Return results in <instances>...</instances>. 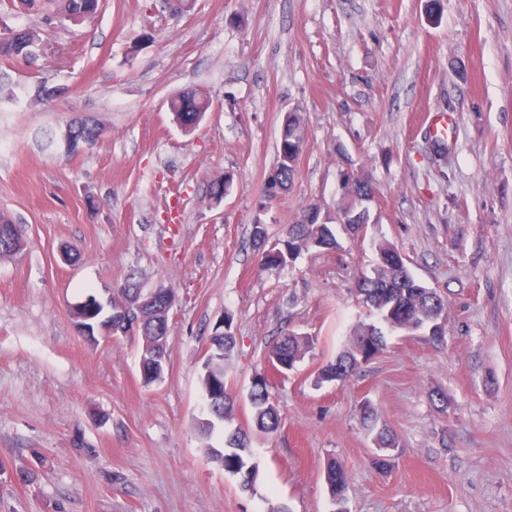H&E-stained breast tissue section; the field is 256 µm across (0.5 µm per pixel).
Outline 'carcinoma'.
<instances>
[{
    "mask_svg": "<svg viewBox=\"0 0 512 512\" xmlns=\"http://www.w3.org/2000/svg\"><path fill=\"white\" fill-rule=\"evenodd\" d=\"M56 14L63 20L80 21L94 16L98 10L97 0H52ZM5 36L8 49L0 52V57H14L29 60L41 49L43 39L40 31L29 27L14 30L10 27L0 29ZM210 108L209 99L195 88H189L173 95L169 101V112L173 120L182 129H188L191 121ZM288 136L281 137L277 148V163L267 176V188L273 193L267 196V203L280 198L292 186L297 171L285 163V156H293L304 151V120L298 110L288 114ZM343 194L336 207L337 221L321 223V216L314 211V206L303 210V218L298 224L289 225L283 248L279 255L266 252L265 239L267 230H253V239L261 251L264 264L270 269H279L286 265V252L300 254L320 245L324 249L338 246L336 229L351 235L355 225L342 224L340 220L354 219L369 221V210L365 209V197L373 192L370 180L361 175L354 182H342ZM377 263L370 273L361 275L356 282V291L361 302L366 304L376 315L379 325H357L348 341L336 354L333 361L321 370L320 381L342 382L354 373L362 364L375 358L386 347V332L428 331L430 326L440 321L446 313L448 303L434 289L423 286L408 270L399 250L389 241L380 239L374 243ZM139 285L131 280L115 289V297L130 303L139 300ZM143 319L138 325L139 346L149 347L154 343L157 329H168V320L146 307L142 311ZM236 345L233 330L224 333V356L213 359L209 365L211 380L201 382L203 393H212L216 383L224 380L225 366L229 363ZM312 346V338L290 331L281 336L268 353V361L278 364L282 373L290 371ZM253 424L257 432L272 435L279 428V416L276 405L270 400L269 387L264 386L253 394L251 401ZM362 427L372 435L376 448L382 452L377 463L387 465V453L399 447L397 437L383 424L379 423L378 414L372 404L366 402L359 413ZM224 454L215 456L221 465L228 469L240 466L241 457L230 454V448L238 446L247 448L250 437L242 429H234L224 434ZM327 473L333 476L330 494L336 512H348L345 509V490L347 474L344 467L333 461L328 464Z\"/></svg>",
    "mask_w": 512,
    "mask_h": 512,
    "instance_id": "obj_1",
    "label": "carcinoma"
}]
</instances>
